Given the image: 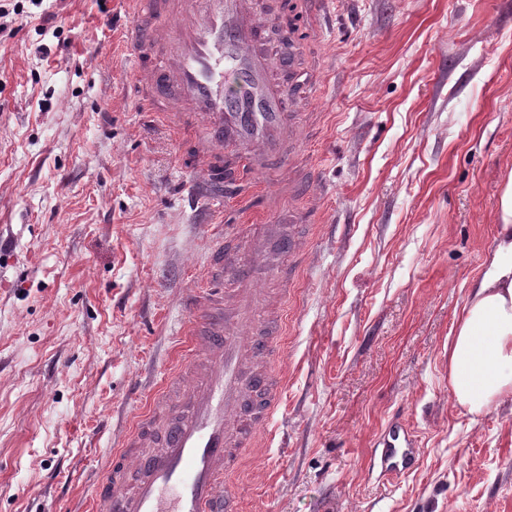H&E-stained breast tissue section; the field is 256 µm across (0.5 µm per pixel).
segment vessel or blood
<instances>
[{"mask_svg":"<svg viewBox=\"0 0 512 512\" xmlns=\"http://www.w3.org/2000/svg\"><path fill=\"white\" fill-rule=\"evenodd\" d=\"M136 86L150 111L175 112L208 134L192 187L206 196L226 150L250 153L258 168L283 165L285 142L297 141L306 93L293 58L279 82L264 48L265 32L249 0H127ZM302 220L280 237L269 225L249 226L247 254L220 245L214 263L230 288L193 300L194 322L182 371L152 397L145 414L94 486L97 512H240L224 478L275 421L280 382L270 363L282 315L265 328L254 321L267 301L260 277L290 286L305 255ZM385 471L409 468L415 435L392 423L378 441Z\"/></svg>","mask_w":512,"mask_h":512,"instance_id":"1","label":"vessel or blood"}]
</instances>
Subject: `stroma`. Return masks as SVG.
<instances>
[{
	"instance_id": "35a3bbf8",
	"label": "stroma",
	"mask_w": 512,
	"mask_h": 512,
	"mask_svg": "<svg viewBox=\"0 0 512 512\" xmlns=\"http://www.w3.org/2000/svg\"><path fill=\"white\" fill-rule=\"evenodd\" d=\"M0 31V512H88L182 357L227 226L314 234L283 302L275 423L241 512H512V404L455 405L446 354L512 174V0H284L311 90L293 175L191 199L203 127L134 92L125 0H6ZM417 462L386 478L392 418Z\"/></svg>"
}]
</instances>
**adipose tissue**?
Listing matches in <instances>:
<instances>
[{
  "mask_svg": "<svg viewBox=\"0 0 512 512\" xmlns=\"http://www.w3.org/2000/svg\"><path fill=\"white\" fill-rule=\"evenodd\" d=\"M448 382L457 405L479 415L512 402V176L500 196L495 247L456 316Z\"/></svg>",
  "mask_w": 512,
  "mask_h": 512,
  "instance_id": "adipose-tissue-1",
  "label": "adipose tissue"
}]
</instances>
